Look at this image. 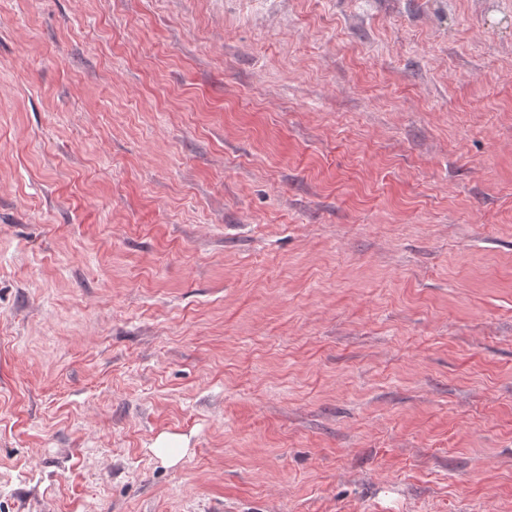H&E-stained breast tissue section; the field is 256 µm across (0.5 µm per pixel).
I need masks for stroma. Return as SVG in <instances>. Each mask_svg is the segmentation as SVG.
<instances>
[{
  "label": "stroma",
  "instance_id": "obj_1",
  "mask_svg": "<svg viewBox=\"0 0 512 512\" xmlns=\"http://www.w3.org/2000/svg\"><path fill=\"white\" fill-rule=\"evenodd\" d=\"M0 512H512V0H0ZM151 449L158 457L175 464L182 458L185 448L179 437L161 434L157 437Z\"/></svg>",
  "mask_w": 512,
  "mask_h": 512
}]
</instances>
